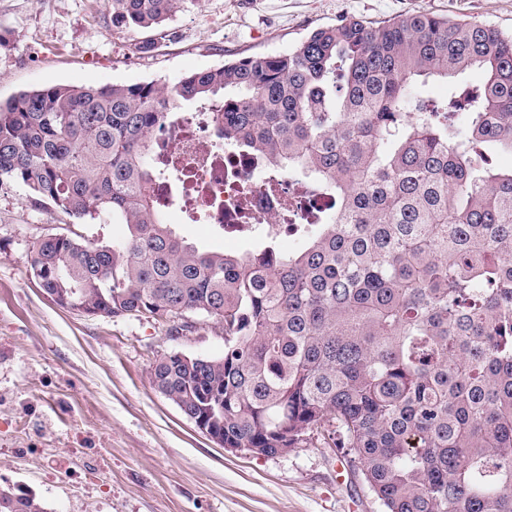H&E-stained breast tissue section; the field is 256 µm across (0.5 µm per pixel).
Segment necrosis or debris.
Masks as SVG:
<instances>
[{"mask_svg": "<svg viewBox=\"0 0 512 512\" xmlns=\"http://www.w3.org/2000/svg\"><path fill=\"white\" fill-rule=\"evenodd\" d=\"M212 124L213 111L206 107L168 128L160 159L174 176L151 188L163 208L178 210L190 222L205 214L228 233L257 225L274 239L290 222L330 208V196L311 195L303 179L283 177L269 187L260 152L219 142L210 133Z\"/></svg>", "mask_w": 512, "mask_h": 512, "instance_id": "obj_1", "label": "necrosis or debris"}]
</instances>
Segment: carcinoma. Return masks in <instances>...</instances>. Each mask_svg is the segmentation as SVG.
I'll list each match as a JSON object with an SVG mask.
<instances>
[{"label": "carcinoma", "mask_w": 512, "mask_h": 512, "mask_svg": "<svg viewBox=\"0 0 512 512\" xmlns=\"http://www.w3.org/2000/svg\"><path fill=\"white\" fill-rule=\"evenodd\" d=\"M111 2L113 20L155 29L184 0ZM471 68L482 87L403 119L419 79ZM184 103L214 107L215 137L260 150L269 172L334 195L296 251L208 252L164 221L155 132ZM492 146L512 150V35L427 13L345 19L172 84H57L0 103V183L126 226L111 242L42 238L43 293L75 289L170 336L205 318L223 353L163 356L155 389L189 418L224 397L214 426L230 448L281 455L322 434L385 512H512V168L489 167ZM6 493L10 512H46Z\"/></svg>", "instance_id": "carcinoma-1"}]
</instances>
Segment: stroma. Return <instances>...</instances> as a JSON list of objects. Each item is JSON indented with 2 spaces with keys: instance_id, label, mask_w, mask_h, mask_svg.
<instances>
[{
  "instance_id": "35a3bbf8",
  "label": "stroma",
  "mask_w": 512,
  "mask_h": 512,
  "mask_svg": "<svg viewBox=\"0 0 512 512\" xmlns=\"http://www.w3.org/2000/svg\"><path fill=\"white\" fill-rule=\"evenodd\" d=\"M431 13L512 34V0H185L163 36L112 20L110 0H0V101L49 85L172 83L202 68L291 51L344 18ZM177 233L207 250H256L199 221ZM125 227L73 221L0 184V487L48 512H384L322 436L275 456L229 451L151 384L171 352L216 356L208 321L174 339L145 315L87 316L39 288L30 252L50 233L109 241Z\"/></svg>"
}]
</instances>
